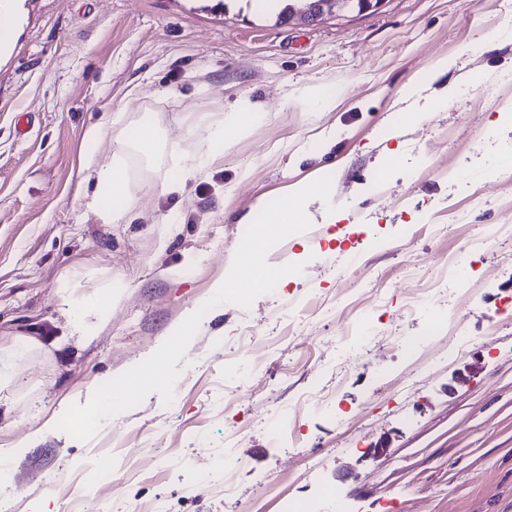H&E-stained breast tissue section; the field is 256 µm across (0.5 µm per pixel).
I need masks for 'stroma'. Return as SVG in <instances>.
Segmentation results:
<instances>
[{
  "label": "stroma",
  "mask_w": 512,
  "mask_h": 512,
  "mask_svg": "<svg viewBox=\"0 0 512 512\" xmlns=\"http://www.w3.org/2000/svg\"><path fill=\"white\" fill-rule=\"evenodd\" d=\"M506 29L512 0H383L306 25L253 0H19L0 45V445L17 476L0 498L17 512H280L286 498L301 512H512V238L469 248L512 225ZM313 87L334 110L317 111ZM242 98L260 106L248 135L182 193L163 189L166 154L148 177L130 161L125 216L87 207L81 180L122 149L113 122L152 118L172 140L194 128L193 153L204 119ZM325 175L331 202L309 200L310 228L267 255L303 273L250 309H210L171 404L149 394L86 441L57 429L60 403L155 352L212 297L269 202ZM463 254L445 304L410 310L408 272ZM73 275L120 296L89 341L59 307ZM377 292L383 343L366 353L342 332ZM251 328L272 343L257 365L240 340ZM346 352L356 370L341 377ZM229 445L228 494L214 465Z\"/></svg>",
  "instance_id": "stroma-1"
}]
</instances>
